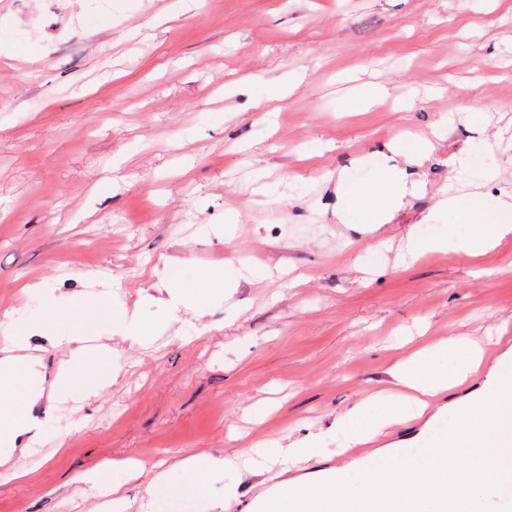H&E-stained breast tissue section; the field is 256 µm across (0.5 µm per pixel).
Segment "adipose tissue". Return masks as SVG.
<instances>
[{"label":"adipose tissue","mask_w":512,"mask_h":512,"mask_svg":"<svg viewBox=\"0 0 512 512\" xmlns=\"http://www.w3.org/2000/svg\"><path fill=\"white\" fill-rule=\"evenodd\" d=\"M385 190L371 186L358 187L352 202L375 215H387L405 191L403 180L384 176ZM452 208H465L479 224L478 232L466 240L442 237L431 240L410 239L413 253L453 250L469 256L483 253L488 247L512 236V203H493L487 199L452 196ZM483 349L463 338H453L427 345L414 352L398 366L396 378L405 387L404 395L394 399L380 421L353 431L350 443L361 444L377 438L383 426L407 420L408 405L426 412L436 396L466 387L480 370ZM440 360L441 365L429 377L418 369L427 359ZM119 369L112 364L111 354L100 348L80 346L72 350L66 368L55 385L68 390L85 385L91 377L117 378ZM512 377L490 368L479 400L470 414L457 418L449 435L438 438L435 448L416 460H397L363 469V484L358 491L350 489V467H343L337 480L311 482L304 477L285 478L274 473L271 480L276 492L265 500V512H279L280 503L290 505L289 512H362L372 499L389 502L392 512H443L444 503L460 501L463 512H484L492 493L512 491V468L503 465L512 456L506 447L512 432V398L503 388ZM464 449L470 459L467 468H459L454 449Z\"/></svg>","instance_id":"obj_1"}]
</instances>
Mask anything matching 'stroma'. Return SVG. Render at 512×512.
Segmentation results:
<instances>
[{
  "label": "stroma",
  "mask_w": 512,
  "mask_h": 512,
  "mask_svg": "<svg viewBox=\"0 0 512 512\" xmlns=\"http://www.w3.org/2000/svg\"><path fill=\"white\" fill-rule=\"evenodd\" d=\"M394 166L414 191L337 240L343 182ZM483 169L480 192L512 201V0H0V334L51 305L120 367L63 394L72 344L32 339L15 385L39 424L0 441V512H110L80 475L114 459L142 470L112 472L129 512L160 462L155 512H247L311 434L306 470L335 463L412 350L512 337V238L404 256L471 234L439 200ZM253 447L261 469L184 493L182 459Z\"/></svg>",
  "instance_id": "1"
}]
</instances>
